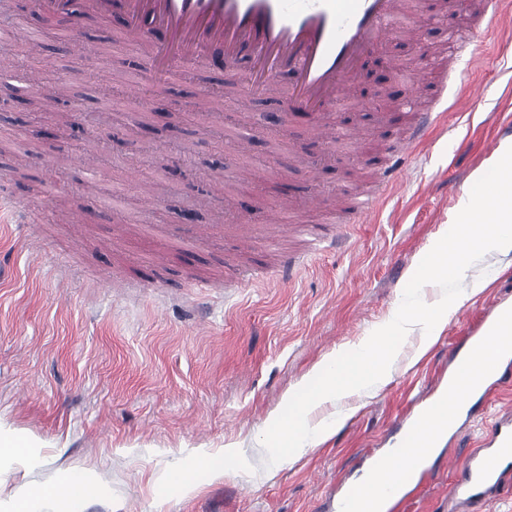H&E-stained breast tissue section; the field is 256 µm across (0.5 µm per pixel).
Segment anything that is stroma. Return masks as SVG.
Wrapping results in <instances>:
<instances>
[{
  "label": "stroma",
  "mask_w": 512,
  "mask_h": 512,
  "mask_svg": "<svg viewBox=\"0 0 512 512\" xmlns=\"http://www.w3.org/2000/svg\"><path fill=\"white\" fill-rule=\"evenodd\" d=\"M15 15L39 28V51L0 41V84L23 86L30 65L43 84H68V109L100 119L83 133H58L56 116L39 119L0 107V141L17 149L0 155V181L23 200L40 198L56 183L61 204L83 212L81 227L39 217L30 241L0 223V431L30 444V460L0 461V501L27 491L51 498L62 476L95 473L99 490L83 512H327L342 482L356 480L382 454L399 416L420 408L445 382L452 359L499 301H512V255H491L468 278L487 285L451 314L441 335L423 346L409 336L390 381L379 390L326 406L348 419L336 433L295 461L267 465L261 436L271 413L318 362L358 343L396 308L419 256L448 224L472 174L485 168L487 143L512 138V5L489 28L483 58L466 83L480 86L478 101L445 113L432 139L410 159L374 212L347 226L345 240L307 254L267 213L293 202L310 224L322 207L343 205L350 191L378 174L370 159L389 144L393 129L378 131L369 112H338L360 123L366 150L337 145L326 151L307 119L280 128L270 105L254 95L249 112L227 110L226 121L195 109L198 86L220 76L207 67L192 82L155 89L153 130L134 125L129 98L104 102L91 80L72 81L79 60L64 51L54 25L33 17L28 0H14ZM427 44L392 40L376 51L380 82H357L366 102L402 93L396 69L436 67L425 45L448 39L438 19ZM113 17L88 21L80 35L88 64L122 69L114 48ZM108 149L88 171L74 160L96 141ZM155 184L158 204L144 209L133 176ZM224 176L235 212L228 231H209L214 205L202 201L207 176ZM194 209L193 221L184 213ZM195 232V245L181 235ZM305 254L288 284L270 271L287 255ZM267 267L245 287L233 272ZM210 282L207 293L196 281ZM240 458L226 475H210L196 449L223 459L226 445ZM465 457L457 441L439 448L422 487L398 512H448L451 483ZM199 483L182 494L168 485L180 471Z\"/></svg>",
  "instance_id": "35a3bbf8"
}]
</instances>
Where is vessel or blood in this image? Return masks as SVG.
Wrapping results in <instances>:
<instances>
[{
  "label": "vessel or blood",
  "instance_id": "obj_1",
  "mask_svg": "<svg viewBox=\"0 0 512 512\" xmlns=\"http://www.w3.org/2000/svg\"><path fill=\"white\" fill-rule=\"evenodd\" d=\"M503 0H474L468 20L448 21V53L433 76H407L406 96L399 112L409 119L399 133V149L380 155L379 179L354 194L351 217L369 215L380 191L386 190L411 155L414 145L433 124L448 95V78L457 73L461 57L476 61L490 24L499 16ZM38 11L74 35L78 15H107L112 0H81L80 13H73L71 0H37ZM126 23L119 41L129 49L136 73L163 87L181 78L193 66L220 58L232 65L248 60L240 82L227 86L225 97H215L210 88L198 89L202 112H222L227 106L247 107L252 92L265 94L283 120L303 113L311 117L322 140L352 141V130L341 131L330 117L348 104L362 66L387 40L425 38L424 21L414 0H122ZM44 199L18 202L0 194V222L28 224L47 207ZM512 382V331L503 325L500 308H493L479 335L470 337L463 352L453 359L447 389L441 397H453L446 413L436 403L406 415L400 434L381 456L372 461L383 469L401 459L399 473L384 484L380 498L402 503L405 488L421 483L420 466L430 457L421 434L424 422H433L434 444L455 435L463 411L462 399L485 398ZM512 481V414L495 418L481 445L468 448L454 492L466 505L496 496Z\"/></svg>",
  "mask_w": 512,
  "mask_h": 512
}]
</instances>
